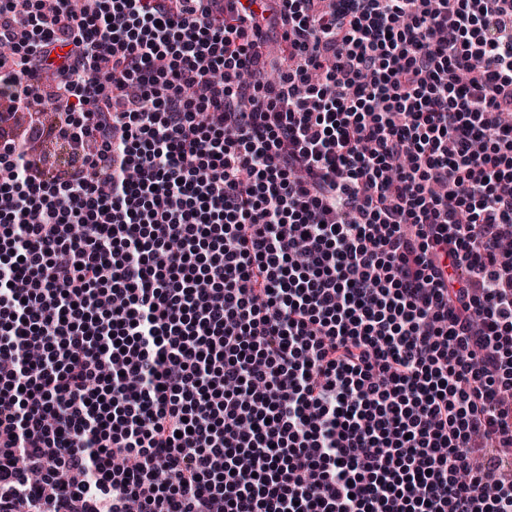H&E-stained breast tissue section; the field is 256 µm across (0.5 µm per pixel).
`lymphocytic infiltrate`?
Masks as SVG:
<instances>
[{
    "label": "lymphocytic infiltrate",
    "instance_id": "f902f5d3",
    "mask_svg": "<svg viewBox=\"0 0 512 512\" xmlns=\"http://www.w3.org/2000/svg\"><path fill=\"white\" fill-rule=\"evenodd\" d=\"M133 501L512 512V0H0V512Z\"/></svg>",
    "mask_w": 512,
    "mask_h": 512
}]
</instances>
